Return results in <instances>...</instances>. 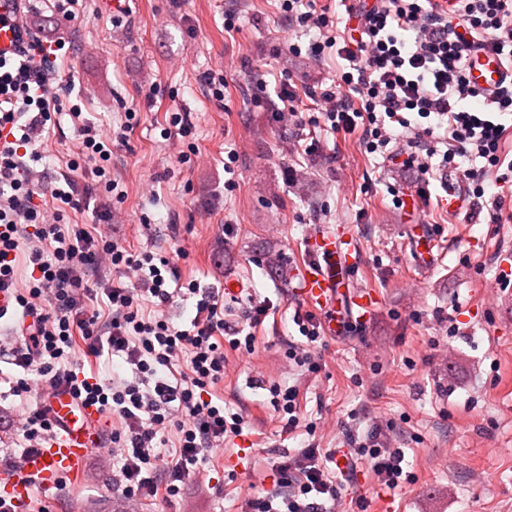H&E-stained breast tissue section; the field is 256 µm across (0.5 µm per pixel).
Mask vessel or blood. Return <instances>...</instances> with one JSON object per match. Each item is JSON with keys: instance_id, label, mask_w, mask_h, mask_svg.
Segmentation results:
<instances>
[{"instance_id": "b4317fda", "label": "vessel or blood", "mask_w": 512, "mask_h": 512, "mask_svg": "<svg viewBox=\"0 0 512 512\" xmlns=\"http://www.w3.org/2000/svg\"><path fill=\"white\" fill-rule=\"evenodd\" d=\"M26 6L27 0H0V60L12 61L21 53L27 39L22 22ZM509 74L512 64L495 54L480 52L472 58L470 78L484 91L496 90ZM309 248L312 258L302 269L301 295L309 307L327 314L343 285L342 271L348 267L349 257L335 236L322 232L311 236ZM51 405L60 431L44 447L29 454L21 469L0 470V494L5 498L28 501L34 486L51 488L62 475L74 473L97 446L95 413L77 405L64 391L56 393Z\"/></svg>"}]
</instances>
